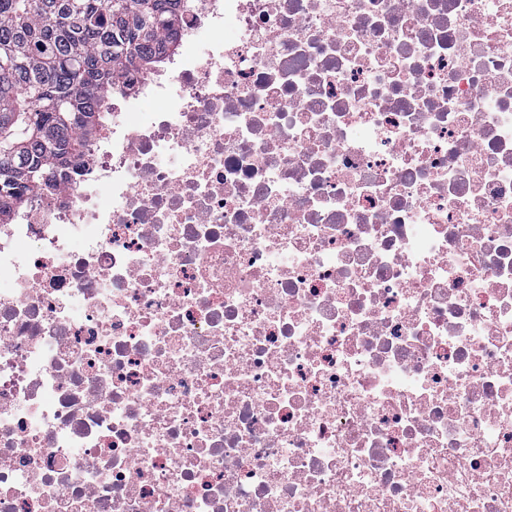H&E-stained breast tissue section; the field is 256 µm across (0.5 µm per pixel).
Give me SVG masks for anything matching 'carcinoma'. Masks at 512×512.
I'll list each match as a JSON object with an SVG mask.
<instances>
[{
    "label": "carcinoma",
    "instance_id": "carcinoma-1",
    "mask_svg": "<svg viewBox=\"0 0 512 512\" xmlns=\"http://www.w3.org/2000/svg\"><path fill=\"white\" fill-rule=\"evenodd\" d=\"M188 0H0V223L88 149L106 87L176 50Z\"/></svg>",
    "mask_w": 512,
    "mask_h": 512
}]
</instances>
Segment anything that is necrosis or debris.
Returning <instances> with one entry per match:
<instances>
[{"instance_id": "4bbe7bcc", "label": "necrosis or debris", "mask_w": 512, "mask_h": 512, "mask_svg": "<svg viewBox=\"0 0 512 512\" xmlns=\"http://www.w3.org/2000/svg\"><path fill=\"white\" fill-rule=\"evenodd\" d=\"M0 225V512H512V0H189Z\"/></svg>"}]
</instances>
